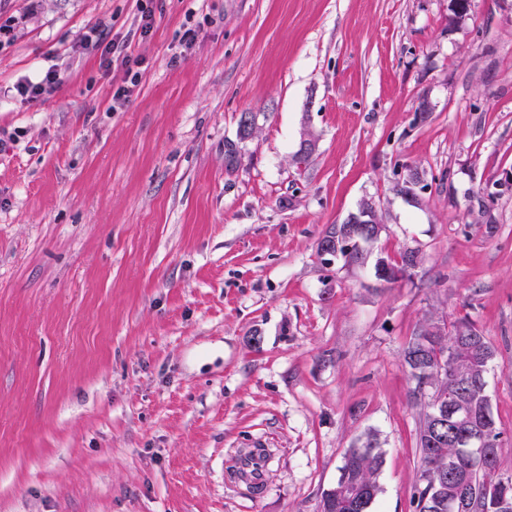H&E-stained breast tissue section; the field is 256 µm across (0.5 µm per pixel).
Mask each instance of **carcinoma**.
I'll use <instances>...</instances> for the list:
<instances>
[{
	"mask_svg": "<svg viewBox=\"0 0 512 512\" xmlns=\"http://www.w3.org/2000/svg\"><path fill=\"white\" fill-rule=\"evenodd\" d=\"M417 252L400 254V260L385 257L391 271L406 276L417 265ZM432 318L424 320L411 336L403 351V364L414 387L410 398L422 405L423 413L417 432L420 467L412 497L413 512H436V500L429 491L445 488L446 499L458 496L466 499L464 512H501L499 502L506 497L512 501V475L499 472L498 462L490 466L477 463L463 447L460 428L452 414L460 410L469 423L484 430L485 447L498 452L503 444V430L495 420L487 392L489 364L495 349L468 316L458 318L454 332L437 336ZM444 364L448 372L433 378L428 372ZM447 404V426L436 430L429 419L434 403ZM453 470L443 468L446 460ZM383 453L376 439L369 434L362 445L348 449L339 467L346 482L360 486L366 505L373 504L380 488L378 474Z\"/></svg>",
	"mask_w": 512,
	"mask_h": 512,
	"instance_id": "cac0c4a2",
	"label": "carcinoma"
}]
</instances>
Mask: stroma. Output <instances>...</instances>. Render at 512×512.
<instances>
[{"instance_id": "stroma-1", "label": "stroma", "mask_w": 512, "mask_h": 512, "mask_svg": "<svg viewBox=\"0 0 512 512\" xmlns=\"http://www.w3.org/2000/svg\"><path fill=\"white\" fill-rule=\"evenodd\" d=\"M450 14L0 0V512H318L370 433V512H413L401 353L429 317L469 316L494 345L512 474V0ZM96 26L139 61L120 107L123 71L77 49ZM52 66L45 100L9 96ZM409 167L415 204L396 191ZM366 200L384 229L365 265H324L319 238ZM410 249L412 275L376 279ZM252 448L269 453L257 488L233 473Z\"/></svg>"}]
</instances>
